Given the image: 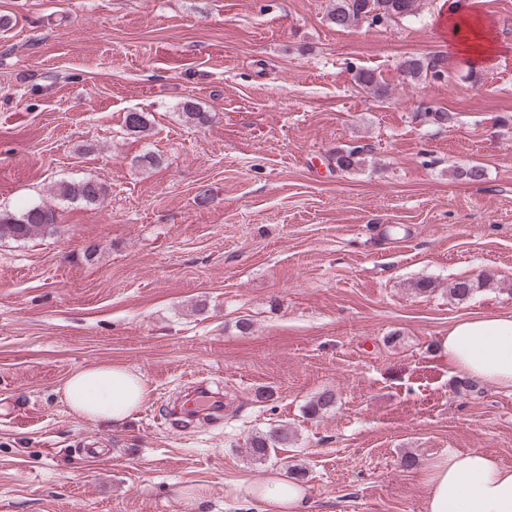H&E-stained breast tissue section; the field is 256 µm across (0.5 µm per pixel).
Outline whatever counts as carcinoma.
Here are the masks:
<instances>
[{
    "label": "carcinoma",
    "instance_id": "cac0c4a2",
    "mask_svg": "<svg viewBox=\"0 0 512 512\" xmlns=\"http://www.w3.org/2000/svg\"><path fill=\"white\" fill-rule=\"evenodd\" d=\"M420 0H331L327 19L337 28H348L361 24H376L382 20H397L415 15ZM403 73L410 80L431 78L441 79L445 76L442 59L433 56L429 59H408L403 63ZM357 83L374 97H385L389 86L381 75L371 70L357 73ZM126 130L135 135L144 136L150 130V119L145 112H129L125 116ZM364 151L360 147L341 150L336 153V166L341 170H351L362 161ZM59 197L78 200L85 203L103 201L108 195L107 187L96 180L85 179L79 182H61L55 188ZM56 223L55 212L49 208L36 205L19 216L0 213V241L11 239L23 241L39 234L53 231ZM487 278L462 279L455 281L449 288L452 299L463 302L470 299ZM290 437L284 427H271L265 431L251 434L248 438L247 456L250 461L262 463L276 455V451L288 445Z\"/></svg>",
    "mask_w": 512,
    "mask_h": 512
}]
</instances>
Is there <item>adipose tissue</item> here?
Instances as JSON below:
<instances>
[{
	"label": "adipose tissue",
	"mask_w": 512,
	"mask_h": 512,
	"mask_svg": "<svg viewBox=\"0 0 512 512\" xmlns=\"http://www.w3.org/2000/svg\"><path fill=\"white\" fill-rule=\"evenodd\" d=\"M448 30L474 61L497 50L483 20L450 17ZM448 364L457 375L512 392V315L487 314L455 323L444 341ZM63 400L77 417L120 425L146 400L142 375L117 364H101L67 378ZM267 512H303L306 497L295 484L273 480L259 491ZM426 512H512V467L493 456L452 452L435 462L426 480Z\"/></svg>",
	"instance_id": "adipose-tissue-1"
}]
</instances>
